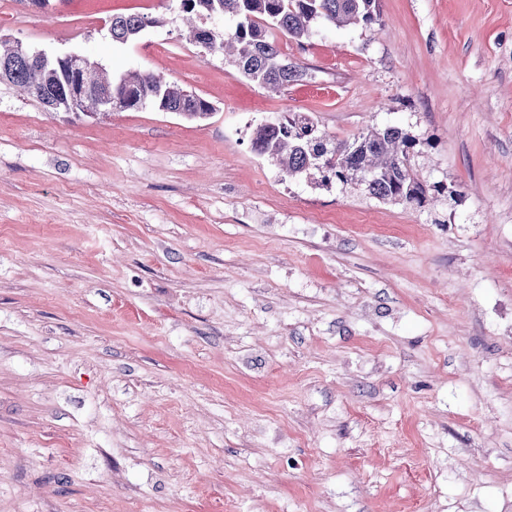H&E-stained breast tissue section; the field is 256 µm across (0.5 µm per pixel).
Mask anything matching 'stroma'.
Masks as SVG:
<instances>
[{
    "label": "stroma",
    "mask_w": 512,
    "mask_h": 512,
    "mask_svg": "<svg viewBox=\"0 0 512 512\" xmlns=\"http://www.w3.org/2000/svg\"><path fill=\"white\" fill-rule=\"evenodd\" d=\"M379 9L273 32L311 74L273 92L181 0H0V35L213 108L0 84V512H512V0ZM292 112L405 128L461 202L285 177L253 132ZM159 22V18L148 17L144 14L120 15L112 18L109 31L113 41L126 44L134 41L146 27L159 24ZM89 85L100 94L102 109L100 114H109L114 110L137 109L152 103L162 112H175L188 120H201L212 111L208 101L187 93L174 83L167 82L154 74L130 71L115 78L103 65L90 68L86 74ZM112 88V90H108ZM126 99L127 107L119 100Z\"/></svg>",
    "instance_id": "obj_1"
}]
</instances>
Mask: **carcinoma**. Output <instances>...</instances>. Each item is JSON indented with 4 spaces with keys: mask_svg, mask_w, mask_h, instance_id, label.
Wrapping results in <instances>:
<instances>
[{
    "mask_svg": "<svg viewBox=\"0 0 512 512\" xmlns=\"http://www.w3.org/2000/svg\"><path fill=\"white\" fill-rule=\"evenodd\" d=\"M189 21V40L211 52H225L240 73L271 91L279 92L309 78L307 68L283 57L275 41L277 30L300 43L317 22L337 27L370 25L379 18V0H182ZM222 16L235 21L229 34L218 36L204 20ZM160 23L144 14L115 16L109 31L121 44L134 41L148 26ZM66 63L37 64L16 52V43L0 40V73L6 82L33 96L48 112L56 111L57 94L68 81ZM86 80L97 92L112 90V97L127 100L137 109L147 103L162 112H175L188 120H201L212 111L205 99L154 74L130 71L116 78L103 66L88 70ZM254 149L294 179L316 176L323 183L335 181L359 188L373 198L406 206H423L433 191L455 189L430 186L414 171L410 155L416 138L397 126L372 127L352 140L334 142L319 133L307 115L294 112L276 122L256 127Z\"/></svg>",
    "mask_w": 512,
    "mask_h": 512,
    "instance_id": "carcinoma-1",
    "label": "carcinoma"
}]
</instances>
